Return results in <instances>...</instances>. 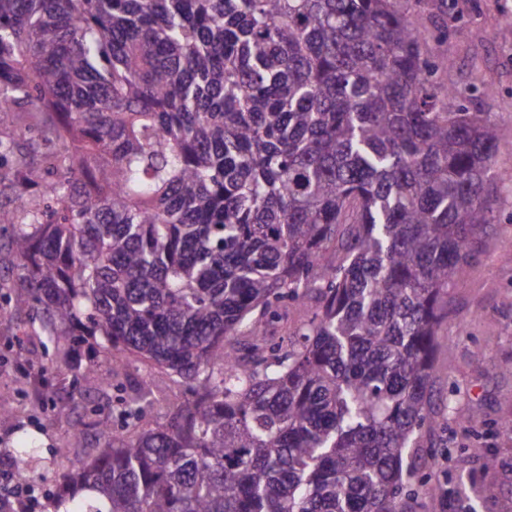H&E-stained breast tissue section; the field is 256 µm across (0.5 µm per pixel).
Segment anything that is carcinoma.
Returning <instances> with one entry per match:
<instances>
[{"instance_id":"1","label":"carcinoma","mask_w":512,"mask_h":512,"mask_svg":"<svg viewBox=\"0 0 512 512\" xmlns=\"http://www.w3.org/2000/svg\"><path fill=\"white\" fill-rule=\"evenodd\" d=\"M437 31L464 34L454 0ZM426 44L408 0H0V112L66 147L0 203L13 308L190 391L164 425L107 432L63 512H409L504 136ZM14 451L27 481L37 447Z\"/></svg>"}]
</instances>
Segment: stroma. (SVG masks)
I'll use <instances>...</instances> for the list:
<instances>
[{
	"mask_svg": "<svg viewBox=\"0 0 512 512\" xmlns=\"http://www.w3.org/2000/svg\"><path fill=\"white\" fill-rule=\"evenodd\" d=\"M456 9L467 34L429 45L450 62L438 81L475 87L467 107L492 113L505 135L489 186L492 221L473 231L472 256L448 290V319L436 338L428 409L442 423L420 434L436 459L415 509L512 512V38L497 35L512 19V0H456ZM26 321L22 314L0 315V471L16 467L19 430L37 435L42 464L29 485L35 512H53L51 497L67 460L95 455L103 445L101 428L123 432L122 402L150 387L140 423L155 427L166 423L188 389L180 378L150 375L140 364L115 367L111 387L100 388L84 369L104 362V337L65 355L47 337L29 335ZM64 355L68 368L46 371ZM466 413L480 418L476 430L460 426Z\"/></svg>",
	"mask_w": 512,
	"mask_h": 512,
	"instance_id": "1",
	"label": "stroma"
}]
</instances>
